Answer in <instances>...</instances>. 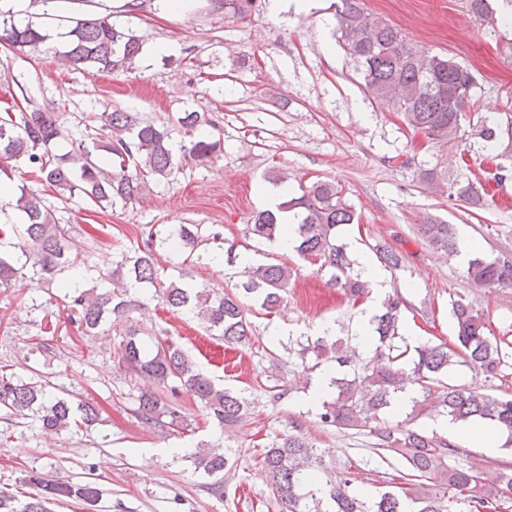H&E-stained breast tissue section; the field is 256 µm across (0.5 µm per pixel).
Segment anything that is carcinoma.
<instances>
[{
	"label": "carcinoma",
	"mask_w": 512,
	"mask_h": 512,
	"mask_svg": "<svg viewBox=\"0 0 512 512\" xmlns=\"http://www.w3.org/2000/svg\"><path fill=\"white\" fill-rule=\"evenodd\" d=\"M495 0H469L474 15L491 20ZM254 0H224V13L246 18ZM340 39L354 61L364 86L404 116L408 125L433 144L468 138L485 143L507 138L503 153L493 156L487 181L498 185L512 180V120L503 125L494 116L472 118L470 103L478 87L474 73L447 55L421 54L405 34L391 23L364 11L359 0H341L336 8ZM45 29L33 21L21 24L13 8H0V43L31 53L51 51L75 70L92 68L115 73L129 68L142 52V42L128 28L109 18H84L67 27L65 40L47 45ZM102 125L93 136L71 142L62 153L52 147L66 139L64 126L49 112L37 109L0 113V161L23 162L61 197L79 196L104 209L136 199L149 177H170L180 156L173 147V130L188 140L180 151L207 162L221 151L216 124L206 112H181L173 122L142 121L133 112L114 110L101 114ZM106 156L99 157V152ZM448 197L473 205L482 197L473 183L448 180ZM16 207L23 213L14 230L9 251L0 252V286L17 278H33L63 291L62 302L73 312L71 323L84 334L113 332L121 337L118 365L132 377L149 380L153 388L137 396L135 416L154 430L165 432L185 422L181 394L190 396L204 416L224 429L243 425L254 415L257 403L243 392L217 385L180 345L168 337L151 336L144 319L132 313L148 304L132 299L139 293L158 298L172 312L188 314L201 322L210 336L229 347H255L250 316L258 307L270 314L284 302L291 278L286 264L248 265L241 280L218 293L204 286H190L166 277L157 252L172 242L181 244L182 263L212 261L224 251V238L201 224H168L150 227L142 245L121 254L112 271L103 274L67 251V225L60 224L42 197L22 186ZM281 211H298L294 250L305 263L328 275L327 284L348 302L358 303L369 293V282L355 271L356 261L347 252L340 227L351 225L357 215L343 196L342 187L318 180L301 188V195L279 204ZM258 240L275 241L289 232L275 213H254L247 225ZM420 233L431 246L457 257L462 253L455 227L439 219L421 225ZM380 263L389 269L400 265V256L383 245L372 246ZM465 278L475 288L512 287V257L506 254L469 255ZM104 280L111 288L102 293L88 286ZM408 304L398 291L385 295L372 316L370 355L361 357L341 338L319 336L300 345L298 356L306 364L315 357L314 369L334 361L345 369L330 381L331 392L321 404L318 419L325 426L356 430L371 437L380 461L396 472L391 490L368 498L351 488L346 470L334 471L325 452L304 432L300 423L263 449L259 463L266 470L273 499L282 512H508L512 509V465L488 470L473 464L457 465L460 449L448 439L428 434L424 419L440 417L454 422L485 420L512 435V396H492L448 380L454 366L463 365L492 382L505 377L512 341L486 335L483 314L463 297L451 301L450 315L455 345L426 342L412 349L400 345ZM412 384L405 418L392 421L406 384ZM0 408L14 415L35 416L47 431L88 430L98 424L99 411L91 403L55 395L32 378L0 374ZM230 448H196L191 453L194 471L211 479L209 489L224 494V471L234 463ZM24 483L34 489L20 502L0 489V512H50L48 505L65 499L97 505L103 490L94 480L74 483L49 479L30 472Z\"/></svg>",
	"instance_id": "1"
}]
</instances>
